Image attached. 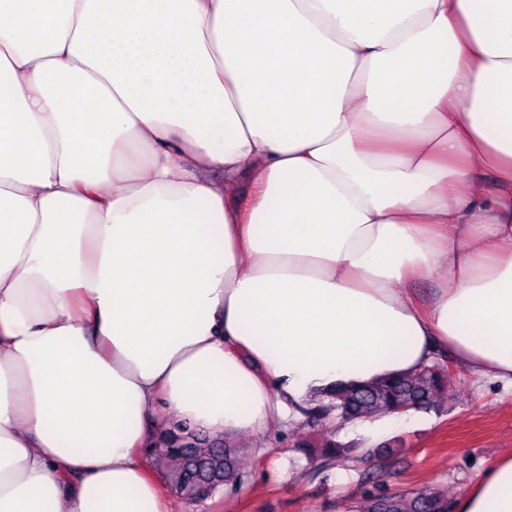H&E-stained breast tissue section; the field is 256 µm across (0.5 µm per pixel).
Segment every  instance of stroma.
Wrapping results in <instances>:
<instances>
[{
	"label": "stroma",
	"instance_id": "obj_1",
	"mask_svg": "<svg viewBox=\"0 0 512 512\" xmlns=\"http://www.w3.org/2000/svg\"><path fill=\"white\" fill-rule=\"evenodd\" d=\"M448 393L418 419L383 421L375 433L329 428L308 416L238 435L245 477L199 502L175 498L177 512H353L373 483L391 491L463 495L498 455L512 451V385L448 361ZM367 448L361 460L326 469L309 457L323 434Z\"/></svg>",
	"mask_w": 512,
	"mask_h": 512
}]
</instances>
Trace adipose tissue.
Listing matches in <instances>:
<instances>
[{
	"instance_id": "obj_1",
	"label": "adipose tissue",
	"mask_w": 512,
	"mask_h": 512,
	"mask_svg": "<svg viewBox=\"0 0 512 512\" xmlns=\"http://www.w3.org/2000/svg\"><path fill=\"white\" fill-rule=\"evenodd\" d=\"M438 352L512 381V0H0V512Z\"/></svg>"
}]
</instances>
